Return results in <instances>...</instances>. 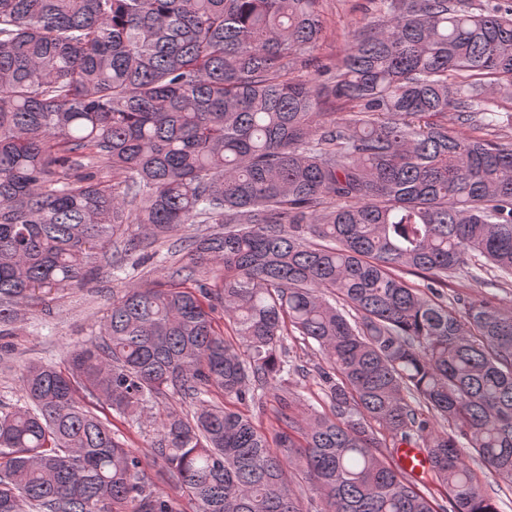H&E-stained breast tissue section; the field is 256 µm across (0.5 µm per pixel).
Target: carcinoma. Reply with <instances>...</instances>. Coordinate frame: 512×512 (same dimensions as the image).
<instances>
[{
    "mask_svg": "<svg viewBox=\"0 0 512 512\" xmlns=\"http://www.w3.org/2000/svg\"><path fill=\"white\" fill-rule=\"evenodd\" d=\"M372 4L323 65L321 0H0V333L136 247L130 224L155 242L219 225L113 299L65 367L23 365L0 512H174L83 401L140 419L169 389L197 407L166 408L151 453L195 512H304L290 469L321 512H499L461 448L512 485V307L440 289L512 279V0ZM290 328L328 365L326 411H292ZM279 386L271 439L200 398ZM408 443L448 505L393 462ZM290 487L302 501L305 512H316L320 507V501L311 489V481L298 471L292 470L289 474Z\"/></svg>",
    "mask_w": 512,
    "mask_h": 512,
    "instance_id": "cac0c4a2",
    "label": "carcinoma"
}]
</instances>
